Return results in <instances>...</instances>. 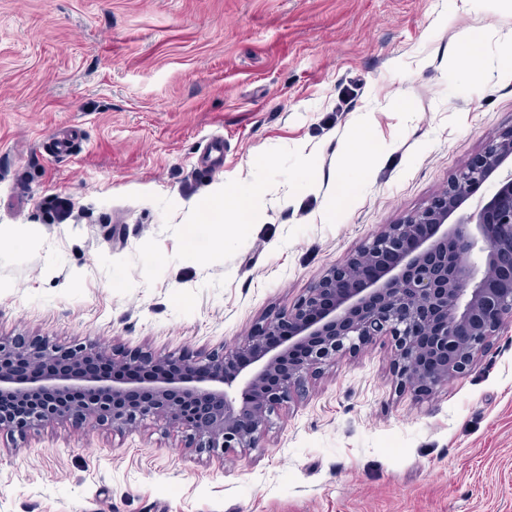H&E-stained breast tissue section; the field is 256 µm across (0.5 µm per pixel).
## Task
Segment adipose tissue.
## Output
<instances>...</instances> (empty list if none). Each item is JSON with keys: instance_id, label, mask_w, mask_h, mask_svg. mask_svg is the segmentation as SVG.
I'll return each mask as SVG.
<instances>
[{"instance_id": "adipose-tissue-1", "label": "adipose tissue", "mask_w": 512, "mask_h": 512, "mask_svg": "<svg viewBox=\"0 0 512 512\" xmlns=\"http://www.w3.org/2000/svg\"><path fill=\"white\" fill-rule=\"evenodd\" d=\"M369 128V120L359 121L340 151L336 160L337 191L327 201V214L335 213L345 201L348 187L362 176L361 171L350 166L349 159L356 154L372 153L373 148L368 140ZM257 193L256 185L230 182L225 184L223 192L192 207L191 215L210 224L235 225L243 233L253 221V199Z\"/></svg>"}]
</instances>
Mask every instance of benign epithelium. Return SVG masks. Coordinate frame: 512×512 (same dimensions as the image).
Here are the masks:
<instances>
[{"mask_svg":"<svg viewBox=\"0 0 512 512\" xmlns=\"http://www.w3.org/2000/svg\"><path fill=\"white\" fill-rule=\"evenodd\" d=\"M512 324V128L490 139L424 208L408 213L260 319L234 346L204 355H110L0 336V431L66 423L123 430L146 421L199 453L259 447L322 366L387 337L397 387L425 395L471 371ZM137 370L112 381L70 371L106 359Z\"/></svg>","mask_w":512,"mask_h":512,"instance_id":"obj_1","label":"benign epithelium"}]
</instances>
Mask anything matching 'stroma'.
<instances>
[{"label":"stroma","mask_w":512,"mask_h":512,"mask_svg":"<svg viewBox=\"0 0 512 512\" xmlns=\"http://www.w3.org/2000/svg\"><path fill=\"white\" fill-rule=\"evenodd\" d=\"M476 30L467 75L448 56ZM511 30L462 0H0V335L243 339L512 128ZM364 116L381 153L331 220ZM227 182L262 188L249 230L189 225ZM271 420L227 456L151 422L0 432V512H512V327L424 397L396 389L380 338Z\"/></svg>","instance_id":"1"}]
</instances>
